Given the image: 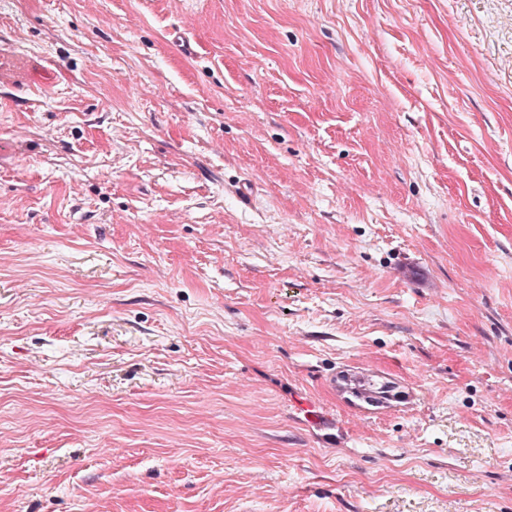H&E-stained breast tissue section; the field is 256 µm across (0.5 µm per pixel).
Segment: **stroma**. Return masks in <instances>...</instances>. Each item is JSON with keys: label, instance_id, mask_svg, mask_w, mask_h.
Segmentation results:
<instances>
[{"label": "stroma", "instance_id": "obj_1", "mask_svg": "<svg viewBox=\"0 0 512 512\" xmlns=\"http://www.w3.org/2000/svg\"><path fill=\"white\" fill-rule=\"evenodd\" d=\"M0 512H512V0H0Z\"/></svg>", "mask_w": 512, "mask_h": 512}]
</instances>
